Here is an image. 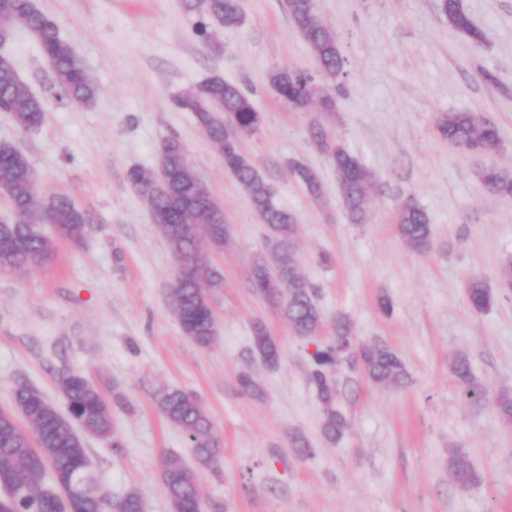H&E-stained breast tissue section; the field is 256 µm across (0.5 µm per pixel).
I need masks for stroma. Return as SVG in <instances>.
<instances>
[{
	"mask_svg": "<svg viewBox=\"0 0 512 512\" xmlns=\"http://www.w3.org/2000/svg\"><path fill=\"white\" fill-rule=\"evenodd\" d=\"M34 5L56 22L99 93L90 105L49 96L50 66L35 39L18 31L7 51L44 98L46 120L23 132L0 112V140L28 156L41 195L69 197L93 222L81 243L59 244L48 263L0 272V408L27 385L63 410L60 374L91 379L110 401L122 440L115 448L87 437L96 476L116 499L136 489L146 512H170L162 457L193 459L159 409L167 389L200 399L223 449L219 468L199 473L202 512H512V427L492 402L512 387V294L480 314L466 299L472 276L497 287L512 257V197L487 192L476 178L486 165L512 170V0H461L483 32L479 43L451 26L439 0H316L346 59L330 116L299 111L267 86L276 67L317 71L285 0H243L245 22L221 30L218 52L194 35L181 0ZM485 68L497 84L483 81ZM213 75L251 90L264 116L242 150L297 219L298 265L317 290L322 336L342 318L359 341H383L404 363L400 386L337 369L339 408L349 420L338 443L319 432L322 407L308 378L315 339L295 336L247 286L264 244L249 198L193 115L172 101ZM448 111L491 121L500 150L477 156L442 140L435 119ZM315 121L374 176L365 223H351L333 167L309 140ZM171 134L231 227L229 244L207 256L223 286L213 297L216 338L206 348L180 329L174 259L126 179L132 167H154ZM292 160L317 172L327 204L312 201L289 174ZM408 194L431 219L425 254L394 228L395 205ZM383 296L390 312L379 307ZM257 317L281 345L276 369L252 354ZM460 353L487 389L482 403L459 392L451 366ZM245 370L258 375L262 397L241 395L237 377ZM297 434L311 442L312 458L293 454ZM452 448L469 451L480 483L453 480Z\"/></svg>",
	"mask_w": 512,
	"mask_h": 512,
	"instance_id": "1",
	"label": "stroma"
}]
</instances>
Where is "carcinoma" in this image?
I'll return each instance as SVG.
<instances>
[{"label": "carcinoma", "mask_w": 512, "mask_h": 512, "mask_svg": "<svg viewBox=\"0 0 512 512\" xmlns=\"http://www.w3.org/2000/svg\"><path fill=\"white\" fill-rule=\"evenodd\" d=\"M182 7L196 18L197 35L213 49L218 47V30L244 22L242 0H182ZM440 8L460 35L474 43L481 41L480 29L456 0H441ZM288 14L318 62L320 78L274 68L268 73V86L290 106L304 109L313 105L330 114L336 110L335 91L346 75V61L336 37L322 23L314 0H288ZM19 30L29 32L39 44L52 71V91L60 101L89 104L95 99L94 84L57 24L28 0H0V44L11 42ZM173 101L180 110L193 114L224 160V167L249 196L265 229L264 249L254 258L249 272L252 293L280 310L295 335L305 339L317 335L323 317L314 288L297 267L298 224L294 214L279 206L275 187L241 149L242 140L254 135L262 123L251 94L236 83L213 76L180 90ZM0 112L10 114L22 130L43 125L46 117L42 98L19 78L13 59L6 53L0 54ZM436 130L440 138L473 154H488L499 148L497 128L473 112H444L437 117ZM309 135L336 170L337 188L349 219L363 223L370 171L323 124L312 123ZM288 170L315 202L324 201L323 184L315 171L299 162L289 163ZM477 176L489 193L512 196L511 172L487 166L479 169ZM127 180L147 210L158 217L157 230L181 267L172 297L182 333L196 345L208 347L216 336L213 295L221 287L223 276L209 264L207 252L224 250L230 237L224 210L203 186L176 135L163 139L156 167H134L128 171ZM0 193L9 209L19 215L17 222L0 226L1 272L28 269L38 259L46 261L59 243H78L88 232L87 213L68 197L40 196L28 157L9 140H0ZM395 220L399 237L410 249L417 253L431 249L432 224L413 196L399 200ZM37 224L52 225L51 232H37ZM495 298L483 278L469 279L467 302L472 311H487ZM252 337L254 353L262 364L270 369L277 367L280 344L263 319L253 321ZM341 364L360 367L374 383L401 385L407 376L401 358L389 345L360 342L345 320L336 319L328 343L316 346L312 353L309 371L323 408L321 435L331 444L339 442L348 428V419L337 406L335 369ZM452 372L467 400L476 404L485 400V386L467 357L456 358ZM238 382L244 395L260 393V384L252 373H241ZM59 384L69 404L67 416L27 385L15 390L13 408L0 410V489H5L0 495V512H50L56 507L50 495L60 486L68 491L66 508L72 512H108L111 507L115 512H145L136 490L113 501L93 473L83 432L109 441L114 448L122 447L108 401L81 374L66 373ZM159 407L188 439L196 463L190 466L176 455L162 459L161 478L171 512H198L202 507L198 469L217 467L221 457L212 422L199 398L190 392L167 390L159 398ZM494 407L502 421L511 426L512 392H499ZM448 468L461 485L481 481L464 448L451 449Z\"/></svg>", "instance_id": "carcinoma-1"}]
</instances>
